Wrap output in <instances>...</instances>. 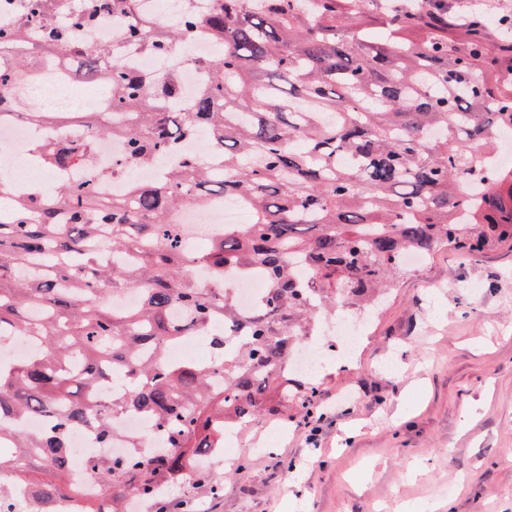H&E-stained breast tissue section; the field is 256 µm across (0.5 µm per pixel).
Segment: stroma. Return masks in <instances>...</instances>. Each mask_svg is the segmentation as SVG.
I'll list each match as a JSON object with an SVG mask.
<instances>
[{"mask_svg":"<svg viewBox=\"0 0 512 512\" xmlns=\"http://www.w3.org/2000/svg\"><path fill=\"white\" fill-rule=\"evenodd\" d=\"M292 379L317 389V439L296 402L250 421L220 497L179 485L196 512H512V248L437 249L397 279L348 369Z\"/></svg>","mask_w":512,"mask_h":512,"instance_id":"stroma-1","label":"stroma"}]
</instances>
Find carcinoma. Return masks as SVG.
Returning a JSON list of instances; mask_svg holds the SVG:
<instances>
[{
    "instance_id": "obj_1",
    "label": "carcinoma",
    "mask_w": 512,
    "mask_h": 512,
    "mask_svg": "<svg viewBox=\"0 0 512 512\" xmlns=\"http://www.w3.org/2000/svg\"><path fill=\"white\" fill-rule=\"evenodd\" d=\"M20 2L0 17V52L41 56L0 69V119L6 110L46 119L27 108L26 90L66 58L63 76L100 73L109 88L112 118L88 113L91 133L124 137L127 156L160 175L112 197L88 180L23 193L0 180V347L19 332L36 345L0 361V512H56L62 495L78 512H127L130 496L152 500L189 475L220 494L195 459L224 447L225 429L288 401V359L318 317L380 307L406 250L448 244L473 260L512 246V167L484 172L487 185L469 192L476 153L512 131V15L495 41L485 13L450 20L440 0L382 14L361 0H209L179 30L143 14L139 0ZM117 14L136 17L126 40L147 54L195 29L211 42L209 84L183 110H171L178 72L136 78L118 56L109 67L103 49L79 41ZM192 135L220 146L223 177L184 153ZM30 152L47 170L92 163L60 140ZM227 195L249 223L187 254L175 211ZM196 265L215 287L200 286ZM253 269L267 288L245 314L222 283ZM129 289L139 307L114 311L109 295ZM201 334L234 355L212 365L168 358L171 345ZM113 382L124 390L96 396ZM129 411L167 431L168 447L91 460L105 503L82 499L70 482V431L89 421L104 448ZM30 417L47 427L26 430ZM39 468L53 479L30 476Z\"/></svg>"
}]
</instances>
